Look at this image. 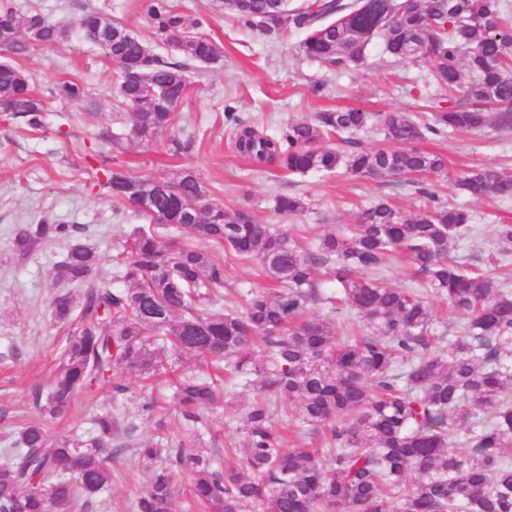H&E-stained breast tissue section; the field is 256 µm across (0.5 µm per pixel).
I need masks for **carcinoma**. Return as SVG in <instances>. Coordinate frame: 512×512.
<instances>
[{"label": "carcinoma", "mask_w": 512, "mask_h": 512, "mask_svg": "<svg viewBox=\"0 0 512 512\" xmlns=\"http://www.w3.org/2000/svg\"><path fill=\"white\" fill-rule=\"evenodd\" d=\"M155 37L174 40L183 62L147 53L148 45L123 24L88 8L76 22L90 42L103 30L108 60L120 70L118 94L130 109L132 134L147 140L175 125V108L190 87V63H216L215 43L195 33L205 20H188L172 0H145ZM227 13L267 32L287 24L307 31L300 44L309 58L340 66L364 60L376 36L394 59L415 58L424 48L434 84L448 105L433 106L421 122L404 113L382 118L390 146L364 150L341 134L363 128L357 110L317 112L307 122L270 137L252 127L236 133V148L261 166L291 174L340 169L362 177L420 175L445 168L443 158L418 142L446 130L512 129V11L505 0H315L292 12L288 0H224ZM16 30L6 53L28 54L34 45L68 39L69 29L36 11L17 13L0 0V27ZM55 95L74 105L86 97L74 80ZM0 111L37 126L46 111L18 66L0 64ZM340 138L345 148L322 142ZM102 195L126 202L146 223L116 243L126 288L96 277L97 248L83 227L47 219L22 224L14 248L22 255L65 241L51 317L69 326L66 346L47 392L36 393L37 416L17 433V447L0 465V512H91L112 484L105 449L126 452L151 470L133 500L134 512H173L179 480L191 475L195 501L219 512H512V290L490 273H469L448 260L453 240L469 234L472 215L438 203L415 181L420 214L405 219L383 198L355 230L328 232L314 250L285 226L261 224L245 209L205 201L197 176L183 171L166 182L136 177L121 164L99 169ZM457 186L475 196L512 198V175L469 170ZM276 211L292 216L301 199L278 195ZM181 230L242 260H259L273 288L249 293L244 310L213 307L224 289V266L186 245L169 251L161 238ZM506 244L497 263L512 259V224L498 228ZM399 255L428 279L431 293L463 316L458 336L435 346L428 302L406 289L383 285L377 275ZM332 269L340 304L330 317L309 307L321 298L319 268ZM77 291H71V287ZM204 358L244 377L258 395L245 408L242 443L232 464L219 471L196 450L215 409V381L185 367L175 399L194 431L192 445L162 446L134 435L119 410L96 413L91 431L51 439L46 421L65 413L79 392L110 387L123 394L122 369L155 377ZM298 405L302 423L329 431V458L313 448H286L270 419L278 400Z\"/></svg>", "instance_id": "cac0c4a2"}]
</instances>
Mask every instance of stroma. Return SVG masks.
<instances>
[{
  "label": "stroma",
  "mask_w": 512,
  "mask_h": 512,
  "mask_svg": "<svg viewBox=\"0 0 512 512\" xmlns=\"http://www.w3.org/2000/svg\"><path fill=\"white\" fill-rule=\"evenodd\" d=\"M21 11H38L50 21L75 25L86 6L122 22L146 39L154 52L179 60L180 55L151 34L142 0H12ZM176 8L204 17L203 31L220 48L219 63L195 65L186 98L177 106L174 128L142 141L130 133L126 109L117 93L118 70L93 44L72 38L51 47L33 46L13 59L0 52V63L16 61L31 78L34 90L48 103L39 127L26 118L0 112V462L19 428L36 414L35 392L47 390L66 344L67 328L50 317L56 292L53 276L66 248L51 244L23 256L13 247L18 225L45 218L58 224H83L101 255L98 278L122 287L112 260L116 237L142 219L127 205L100 195L86 161L95 165L121 162L136 176L168 180L189 169L207 188V202L227 209L244 208L263 224H287L301 243L316 242L327 232L358 223L361 212L381 198L390 199L404 217L418 214L421 202L410 177L360 178L343 172L326 177L312 172L291 176L274 167H261L239 155L231 141L232 126L224 118L232 106L238 120L270 135L292 122L336 108L363 112H402L419 115L426 107L446 101L448 94L431 83L426 61L395 60L383 53L381 40L367 46L365 61L330 67L308 59L300 50L303 31L290 27L276 34L249 28L225 13L223 0H174ZM63 79L85 85L86 105L53 98ZM193 139L192 151L171 155L172 138ZM424 151L441 155L446 170L424 180L440 200L469 209L472 234L455 241L449 258L467 269L494 271L499 251L497 227L512 224V199L476 198L459 190L455 179L472 168L512 173V130L488 128L477 133H447L420 141ZM301 197L305 209L285 219L274 211L276 195ZM224 266V300L244 305L248 292L270 287L259 261H242L203 242ZM127 390L113 395L104 388L78 394L69 412L49 423L52 437L88 428L91 415L120 408L136 424L142 439L186 436V427L170 398L167 377L145 382L125 376ZM165 395L162 426L146 420L141 404L151 392ZM250 393L227 396L212 415L203 447L213 467L224 465L225 449L237 445L241 434L238 404ZM112 485L96 512H131L134 496L145 487L148 472L132 456L112 462Z\"/></svg>",
  "instance_id": "1"
}]
</instances>
